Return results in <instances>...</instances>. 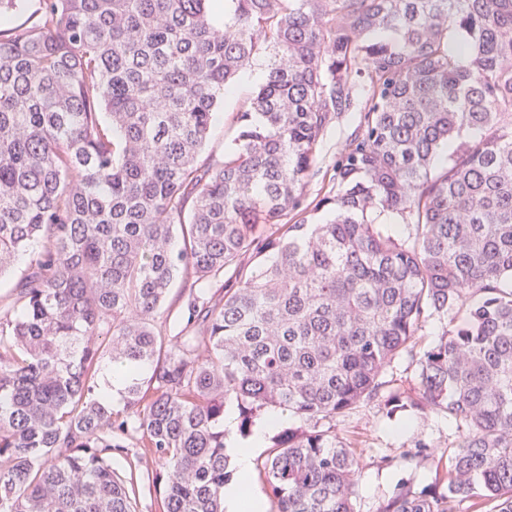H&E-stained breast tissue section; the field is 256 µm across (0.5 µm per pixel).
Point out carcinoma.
I'll list each match as a JSON object with an SVG mask.
<instances>
[{
    "label": "carcinoma",
    "instance_id": "cac0c4a2",
    "mask_svg": "<svg viewBox=\"0 0 512 512\" xmlns=\"http://www.w3.org/2000/svg\"><path fill=\"white\" fill-rule=\"evenodd\" d=\"M24 255L0 512H140L148 462L162 512H224L230 400L243 436L293 419L259 469L273 512H355L336 419L373 402L457 432L414 441L434 489L402 478L379 512H512V0H39L0 28V280ZM403 356L416 380L389 390ZM261 64L262 61H258L251 71L240 76L236 93L220 104L217 110L220 120L215 122L213 126L204 156H212L213 159H218L224 154V145L228 143L234 132V115L244 106L255 85L259 82L263 71ZM356 117H344L336 122L321 143L319 162L324 168H331L336 157V149L355 129Z\"/></svg>",
    "mask_w": 512,
    "mask_h": 512
}]
</instances>
